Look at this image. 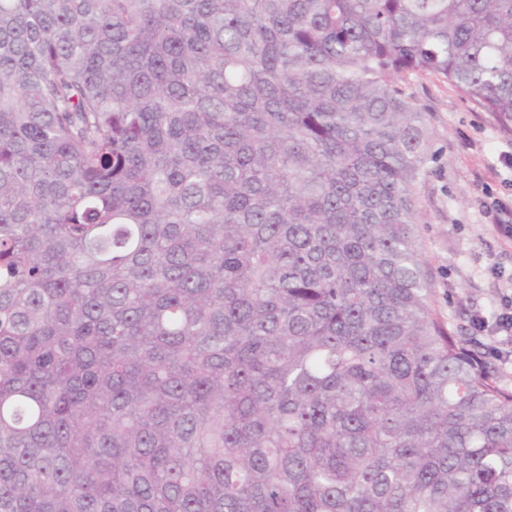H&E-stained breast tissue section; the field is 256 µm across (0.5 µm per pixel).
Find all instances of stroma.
<instances>
[{
  "label": "stroma",
  "instance_id": "1",
  "mask_svg": "<svg viewBox=\"0 0 512 512\" xmlns=\"http://www.w3.org/2000/svg\"><path fill=\"white\" fill-rule=\"evenodd\" d=\"M407 91L427 114L436 154L420 187L417 226L434 309L458 335L479 343L512 387V340L473 325L475 315L491 316L512 297V241L489 231L480 205L486 191L512 192V170L499 160L512 131L436 78L409 80Z\"/></svg>",
  "mask_w": 512,
  "mask_h": 512
}]
</instances>
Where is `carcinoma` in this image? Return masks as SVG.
I'll list each match as a JSON object with an SVG mask.
<instances>
[{"mask_svg": "<svg viewBox=\"0 0 512 512\" xmlns=\"http://www.w3.org/2000/svg\"><path fill=\"white\" fill-rule=\"evenodd\" d=\"M424 75L512 131V0H0V512H512Z\"/></svg>", "mask_w": 512, "mask_h": 512, "instance_id": "carcinoma-1", "label": "carcinoma"}]
</instances>
